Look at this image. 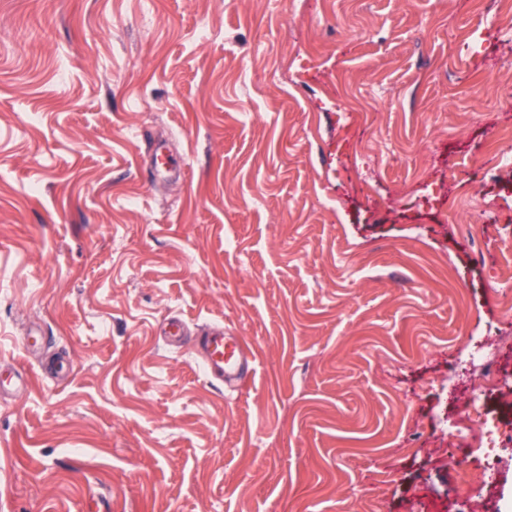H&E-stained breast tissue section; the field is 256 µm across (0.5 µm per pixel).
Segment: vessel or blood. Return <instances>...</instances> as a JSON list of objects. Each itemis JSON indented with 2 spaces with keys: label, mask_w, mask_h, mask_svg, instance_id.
I'll return each mask as SVG.
<instances>
[{
  "label": "vessel or blood",
  "mask_w": 512,
  "mask_h": 512,
  "mask_svg": "<svg viewBox=\"0 0 512 512\" xmlns=\"http://www.w3.org/2000/svg\"><path fill=\"white\" fill-rule=\"evenodd\" d=\"M192 350L199 355L207 374L220 381L244 384L254 370L247 344L241 337L228 335L220 323L197 336Z\"/></svg>",
  "instance_id": "1"
}]
</instances>
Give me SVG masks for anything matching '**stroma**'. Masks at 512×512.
<instances>
[{
  "mask_svg": "<svg viewBox=\"0 0 512 512\" xmlns=\"http://www.w3.org/2000/svg\"><path fill=\"white\" fill-rule=\"evenodd\" d=\"M486 0H0V512H512V30ZM189 165L157 174V146ZM220 322L233 389L157 334ZM498 384L497 376L489 372L486 374L485 385L473 386L463 407L456 416L451 427L448 428V445L456 451L452 454L454 469L460 475H465L468 469L466 457L458 452L459 448H467L470 440L479 439L480 447L484 448L483 471L494 472L499 465V455L495 448H502L512 443V425L494 421L486 417L483 407L491 390ZM477 418L480 429L477 435L473 434L471 423Z\"/></svg>",
  "mask_w": 512,
  "mask_h": 512,
  "instance_id": "1",
  "label": "stroma"
}]
</instances>
